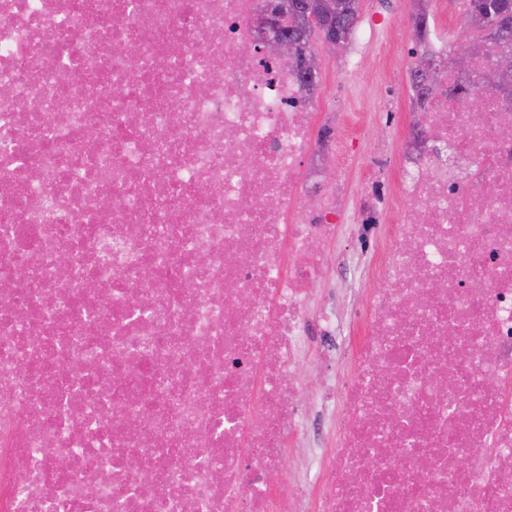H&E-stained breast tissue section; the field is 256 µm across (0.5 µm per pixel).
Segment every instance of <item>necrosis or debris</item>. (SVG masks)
Instances as JSON below:
<instances>
[{
    "label": "necrosis or debris",
    "mask_w": 512,
    "mask_h": 512,
    "mask_svg": "<svg viewBox=\"0 0 512 512\" xmlns=\"http://www.w3.org/2000/svg\"><path fill=\"white\" fill-rule=\"evenodd\" d=\"M257 6L0 0V512H512V92L437 79L337 335L306 161L343 139L241 52ZM314 329L347 373L311 428ZM306 435L318 478L285 490ZM318 343H314L311 355L293 373L295 382L305 398L316 393L323 383V373L318 364Z\"/></svg>",
    "instance_id": "necrosis-or-debris-1"
}]
</instances>
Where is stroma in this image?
Masks as SVG:
<instances>
[{"mask_svg": "<svg viewBox=\"0 0 512 512\" xmlns=\"http://www.w3.org/2000/svg\"><path fill=\"white\" fill-rule=\"evenodd\" d=\"M402 0H360L358 27L367 31L363 41H351L346 51L332 52L317 46L321 60L319 97L326 101L323 123L342 128L346 140L344 157L328 155L316 173L336 214V241L328 258L332 274L314 286V294L336 288L341 305H348L357 289L375 287L374 258L358 240L359 213L355 203L368 173L395 184L404 159L411 152L419 116L409 90L387 101L381 82L403 71L404 58L387 36L386 21L402 9ZM358 58L355 74L344 72L349 58ZM393 108L394 124L386 126L385 108Z\"/></svg>", "mask_w": 512, "mask_h": 512, "instance_id": "obj_1", "label": "stroma"}]
</instances>
